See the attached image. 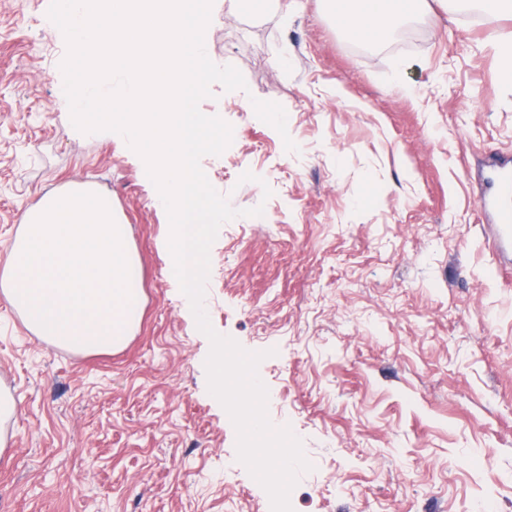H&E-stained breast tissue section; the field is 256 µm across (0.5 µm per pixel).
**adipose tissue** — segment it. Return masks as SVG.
Segmentation results:
<instances>
[{
	"mask_svg": "<svg viewBox=\"0 0 512 512\" xmlns=\"http://www.w3.org/2000/svg\"><path fill=\"white\" fill-rule=\"evenodd\" d=\"M418 0H338L337 11L348 32L374 41L385 39L399 20L410 16Z\"/></svg>",
	"mask_w": 512,
	"mask_h": 512,
	"instance_id": "ef3b65f1",
	"label": "adipose tissue"
}]
</instances>
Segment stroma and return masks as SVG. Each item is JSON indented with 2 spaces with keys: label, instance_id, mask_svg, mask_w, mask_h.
Returning <instances> with one entry per match:
<instances>
[{
  "label": "stroma",
  "instance_id": "1",
  "mask_svg": "<svg viewBox=\"0 0 512 512\" xmlns=\"http://www.w3.org/2000/svg\"><path fill=\"white\" fill-rule=\"evenodd\" d=\"M50 2L0 0V268L26 209L92 184L129 227L142 318L121 348L76 355L0 298L16 404L0 512H270L207 390L210 344L143 160L71 123ZM411 29L374 46L329 0H213L206 53L246 87L200 103L233 128L201 167L242 212L211 246L204 309L272 352L269 418L313 466L293 512H512V265L479 207L493 160L512 159V79L487 46L512 14L427 0Z\"/></svg>",
  "mask_w": 512,
  "mask_h": 512
}]
</instances>
